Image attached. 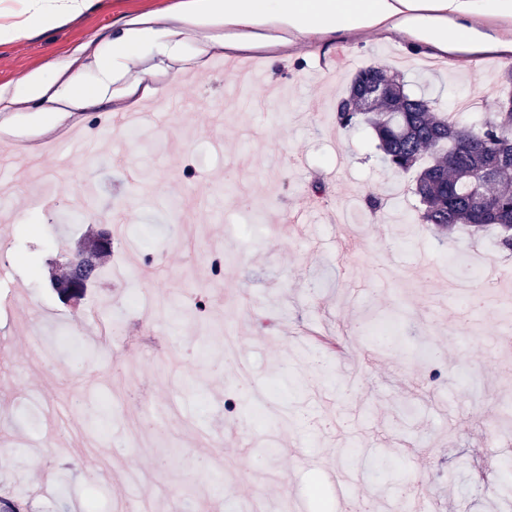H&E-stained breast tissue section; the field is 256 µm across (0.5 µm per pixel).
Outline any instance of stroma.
Masks as SVG:
<instances>
[{"instance_id": "35a3bbf8", "label": "stroma", "mask_w": 512, "mask_h": 512, "mask_svg": "<svg viewBox=\"0 0 512 512\" xmlns=\"http://www.w3.org/2000/svg\"><path fill=\"white\" fill-rule=\"evenodd\" d=\"M470 22L483 39L463 49L420 43L397 30L360 29L295 38L267 22L249 28L203 20L185 0H96L63 26L33 27L27 37L0 35V152L34 155L47 139L73 125L95 124L107 112H143L170 101L149 123L153 147L104 137L97 167L76 162L66 172L42 160L28 182L0 194V488L27 492L33 512H85L86 487L96 469L94 448L108 443L113 462H135L140 482L109 476L102 497L112 504L137 498L155 512H201L204 505L242 512L255 498L267 512H340L336 478L348 477L372 512H394L386 495L417 487L436 512H500L491 489L503 482L512 445L485 436L498 428L512 397V374L489 353V336L512 314V258L501 255L493 232L464 228L441 236L418 221L414 176L385 167L363 126L340 128L336 102L367 66L399 70L409 93L438 99L442 111L457 98L478 103L479 123L501 95L503 69L512 67V17L475 0ZM150 30L134 54L113 59L112 42L125 29ZM255 59L280 93L265 109L243 107L233 78L216 60ZM112 65L99 83V61ZM98 85L96 98L74 104L62 87L72 71ZM38 76L50 85L34 105L21 90ZM286 113L283 122L277 113ZM207 140L206 156L196 147ZM322 181L318 201L311 185ZM96 194L83 221L65 216L79 205L81 187ZM53 186V210L34 206ZM187 203L188 223L176 221L169 194ZM387 196L383 209L368 194ZM80 206V205H79ZM256 215L262 240L238 248L225 233ZM120 221L122 249L105 261L107 273L83 301V314L62 304L49 283L54 237L78 240L86 229ZM225 252L223 272L211 278L204 257ZM425 252L435 268L448 254H487L507 305L483 311L469 340L436 334L448 325L441 296L413 267ZM153 256L152 269L144 259ZM100 308L120 318L124 333L103 336L85 312ZM394 324L407 346L430 344L432 363L378 351L364 317ZM235 339L242 363L263 380L267 417L250 410L237 372H218L220 336ZM39 336L79 341L86 356L63 355L44 369ZM196 345L195 359H177L169 339ZM131 391L113 409L115 386ZM67 418L64 453L42 447L49 407ZM167 412L145 446L128 445L124 421ZM330 417L335 428L315 430L308 447L293 446L300 425L282 414Z\"/></svg>"}]
</instances>
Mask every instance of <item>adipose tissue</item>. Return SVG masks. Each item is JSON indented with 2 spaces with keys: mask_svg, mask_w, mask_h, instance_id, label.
<instances>
[{
  "mask_svg": "<svg viewBox=\"0 0 512 512\" xmlns=\"http://www.w3.org/2000/svg\"><path fill=\"white\" fill-rule=\"evenodd\" d=\"M200 14L225 23L249 25L275 20L289 33L392 28L416 39L443 45H471L477 30L467 23L470 0H195ZM91 0H31L27 16L13 25L10 35L21 38L32 24L61 26L82 14Z\"/></svg>",
  "mask_w": 512,
  "mask_h": 512,
  "instance_id": "ef3b65f1",
  "label": "adipose tissue"
}]
</instances>
